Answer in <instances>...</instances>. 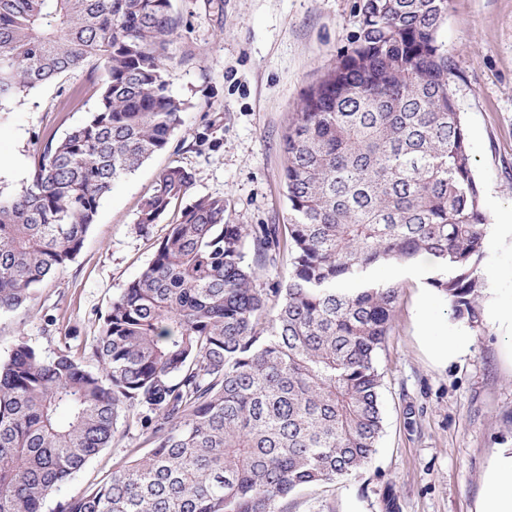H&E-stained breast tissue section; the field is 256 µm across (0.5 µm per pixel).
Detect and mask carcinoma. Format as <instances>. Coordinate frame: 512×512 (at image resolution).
Masks as SVG:
<instances>
[{
	"label": "carcinoma",
	"mask_w": 512,
	"mask_h": 512,
	"mask_svg": "<svg viewBox=\"0 0 512 512\" xmlns=\"http://www.w3.org/2000/svg\"><path fill=\"white\" fill-rule=\"evenodd\" d=\"M359 12L355 47L284 135L289 223L233 224L224 198L199 196L83 355L20 340L0 360V512H43L130 416L150 448L57 512H282L375 452V359L398 299L375 268L430 256L426 284L483 325L488 219L438 41L448 0ZM179 28L171 0H0V106L85 65L99 85L89 119L37 140L30 179L0 190V314L75 259L101 198L181 125L165 65ZM194 184L162 170L138 230ZM283 251L288 282L263 287Z\"/></svg>",
	"instance_id": "carcinoma-1"
}]
</instances>
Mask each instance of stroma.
<instances>
[{"mask_svg":"<svg viewBox=\"0 0 512 512\" xmlns=\"http://www.w3.org/2000/svg\"><path fill=\"white\" fill-rule=\"evenodd\" d=\"M360 0H172L181 20L169 47L167 80L186 100L168 146L117 181L74 261L31 302L0 315V358L17 340L50 355L80 352L107 305L151 261L176 221L149 232L138 209L160 171L196 174L192 195L223 197L236 224H284L289 204L283 137L308 89L354 47ZM453 69L451 90L466 126L481 204L492 224H512V0H449L438 32ZM97 106L87 68L31 92L0 111V187L20 188L32 144L64 135ZM494 268L479 299L483 312L512 303V237L485 244ZM421 261L374 271L398 286L391 329L377 356L383 433L368 465L333 487L291 494L283 512H474L491 455L512 447V337L493 321L472 329L467 355L435 364L424 336H447L457 322L447 301L425 289ZM428 299L431 322L418 318ZM136 425L76 473L45 505L82 495L110 475L131 449L144 447Z\"/></svg>","mask_w":512,"mask_h":512,"instance_id":"stroma-1","label":"stroma"}]
</instances>
